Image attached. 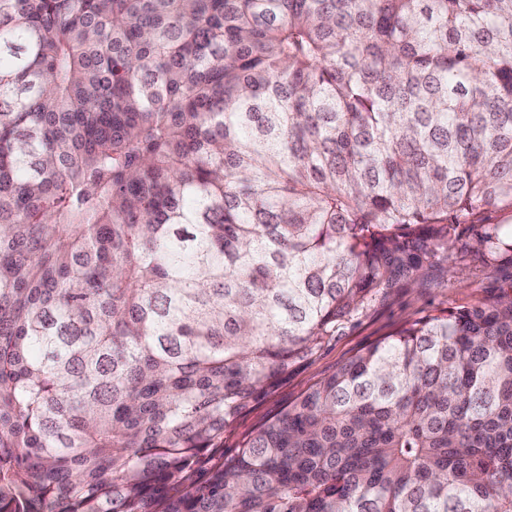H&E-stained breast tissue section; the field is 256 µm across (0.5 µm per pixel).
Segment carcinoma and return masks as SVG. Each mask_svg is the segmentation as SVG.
Returning <instances> with one entry per match:
<instances>
[{
    "label": "carcinoma",
    "instance_id": "1",
    "mask_svg": "<svg viewBox=\"0 0 512 512\" xmlns=\"http://www.w3.org/2000/svg\"><path fill=\"white\" fill-rule=\"evenodd\" d=\"M505 211L512 0H0V512H512V289L192 480Z\"/></svg>",
    "mask_w": 512,
    "mask_h": 512
}]
</instances>
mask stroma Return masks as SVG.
<instances>
[{
  "mask_svg": "<svg viewBox=\"0 0 512 512\" xmlns=\"http://www.w3.org/2000/svg\"><path fill=\"white\" fill-rule=\"evenodd\" d=\"M512 283V268L489 266L459 251L447 266L428 271L414 286L394 289L327 340L310 359L297 364L288 380L262 397L224 433V450L210 453L200 465L208 471L234 455L242 440L266 419L288 406L309 386L332 374L348 358L387 336L401 324L435 309L477 303Z\"/></svg>",
  "mask_w": 512,
  "mask_h": 512,
  "instance_id": "obj_1",
  "label": "stroma"
}]
</instances>
